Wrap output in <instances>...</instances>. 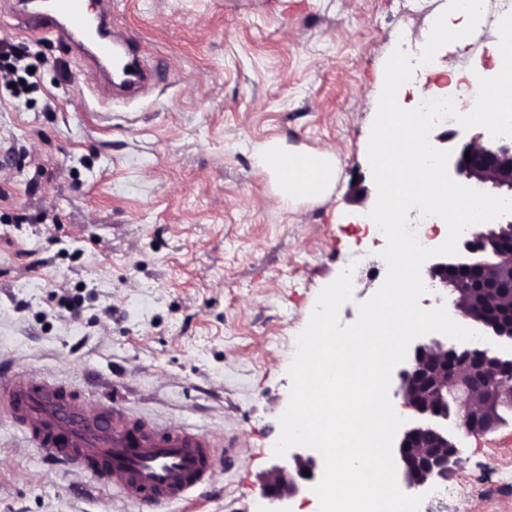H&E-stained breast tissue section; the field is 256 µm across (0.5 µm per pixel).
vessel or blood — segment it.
<instances>
[{"instance_id": "b4317fda", "label": "vessel or blood", "mask_w": 512, "mask_h": 512, "mask_svg": "<svg viewBox=\"0 0 512 512\" xmlns=\"http://www.w3.org/2000/svg\"><path fill=\"white\" fill-rule=\"evenodd\" d=\"M89 16L82 0H51L29 13L31 26L77 39L104 68L133 63L124 87L137 92L149 74L138 66L134 39L112 33L108 4ZM0 417L12 420L42 460L65 467L95 483L118 484L125 499L141 512H164L167 505L191 501L212 484L223 437L185 426L161 428L125 416L104 398L95 412L63 387L16 370L0 377Z\"/></svg>"}]
</instances>
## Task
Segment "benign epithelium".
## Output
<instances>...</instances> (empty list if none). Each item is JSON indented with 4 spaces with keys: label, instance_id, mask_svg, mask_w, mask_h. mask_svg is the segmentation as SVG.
<instances>
[{
    "label": "benign epithelium",
    "instance_id": "7a95c632",
    "mask_svg": "<svg viewBox=\"0 0 512 512\" xmlns=\"http://www.w3.org/2000/svg\"><path fill=\"white\" fill-rule=\"evenodd\" d=\"M434 147L451 151L448 170L455 181L512 198V135L491 130L478 145L465 140L460 127L436 135ZM472 238L478 246L465 247L479 259L450 263L446 256L433 257L424 283L453 295L455 310L485 329L489 343L448 345L418 337L396 369L395 396L413 411L393 442L397 479L408 489L447 478L459 462L458 435L493 432L506 422L503 410H512V352L495 346L512 342V215L493 228L474 226ZM320 473L318 452H287L267 480L270 512H291V501Z\"/></svg>",
    "mask_w": 512,
    "mask_h": 512
}]
</instances>
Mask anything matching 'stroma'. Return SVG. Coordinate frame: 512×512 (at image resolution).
Masks as SVG:
<instances>
[{
	"mask_svg": "<svg viewBox=\"0 0 512 512\" xmlns=\"http://www.w3.org/2000/svg\"><path fill=\"white\" fill-rule=\"evenodd\" d=\"M448 0H112L159 82L109 97L67 42L0 0V41L30 52L33 85L0 91V364L160 426L233 439L198 507L268 512L264 484L289 402L287 370L321 289L380 254L357 225L379 179L370 142L382 75L403 38L433 67L490 65L433 46ZM335 149L315 201L284 199L255 153ZM451 493L419 512H512V421L459 439ZM0 512H140L117 485L52 467L0 420Z\"/></svg>",
	"mask_w": 512,
	"mask_h": 512,
	"instance_id": "obj_1",
	"label": "stroma"
}]
</instances>
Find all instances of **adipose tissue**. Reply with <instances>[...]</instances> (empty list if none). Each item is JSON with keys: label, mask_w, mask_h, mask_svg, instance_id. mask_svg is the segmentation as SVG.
Instances as JSON below:
<instances>
[{"label": "adipose tissue", "mask_w": 512, "mask_h": 512, "mask_svg": "<svg viewBox=\"0 0 512 512\" xmlns=\"http://www.w3.org/2000/svg\"><path fill=\"white\" fill-rule=\"evenodd\" d=\"M384 85L389 103L380 110L372 144L374 163L378 166L382 165L387 154V145L391 141H399L401 149L409 156L423 154L426 150L422 132L408 131L400 136L395 135L389 120V115L394 110V102L399 101L407 92L412 93L418 103L427 101L438 93L436 86L417 80L413 75L396 78L395 70L391 67L384 74ZM256 159L258 167L273 176L282 194L291 200L320 198L335 185L338 177L336 153L332 150L297 154L284 151L279 144L271 142L258 149ZM435 182V173L427 170L420 171L411 186H398L389 177H382L379 198L366 201L365 211L378 216L386 207L405 214L429 207L435 193Z\"/></svg>", "instance_id": "1"}]
</instances>
